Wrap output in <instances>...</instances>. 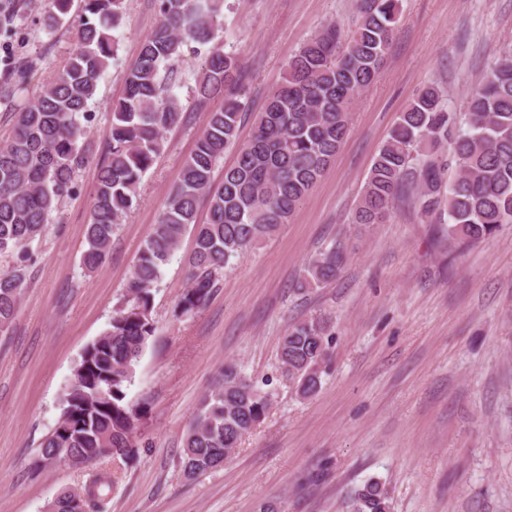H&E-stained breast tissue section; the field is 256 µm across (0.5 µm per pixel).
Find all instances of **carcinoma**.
<instances>
[{
  "mask_svg": "<svg viewBox=\"0 0 512 512\" xmlns=\"http://www.w3.org/2000/svg\"><path fill=\"white\" fill-rule=\"evenodd\" d=\"M401 0H355L359 23L349 38L330 24L309 37L288 63L284 82L257 113L249 141L224 167V150L236 143L247 115L246 90L237 56L215 43L224 0H158L159 23L140 45L124 77V93L112 102L108 157L94 189L82 266L91 271L106 258L118 224L138 201L144 174L164 147L182 106L160 74V65L189 43L208 47L197 77L199 100L224 91V107L210 113L179 182L170 190L153 235L134 265L125 295L104 334L88 344L73 369L56 426L40 445L53 459L67 448L76 463L136 459L135 432L145 407L127 400L136 362L154 332L152 290L187 231L194 249L181 313L192 315L218 288L224 270L286 223L315 186L350 131L355 97L379 76L400 17ZM124 0H44L48 30L79 13L78 48L31 103L20 104L31 65L0 58V103L15 106L13 136L0 145V335L14 322L26 282L28 247L41 237L49 216L74 189L73 178L88 160L87 111L112 59L114 31L123 23ZM34 0H0V38L13 42L17 19ZM456 177L446 180L448 162ZM409 195L421 217H448V239L470 246L503 224H512V53L502 56L456 112L439 86H430L399 114L373 159L353 223L378 224L396 200ZM208 218L200 223V199ZM347 260L341 239L309 261L296 288L307 291L336 279ZM333 341L322 317L289 326L280 342L281 377L308 399L322 387ZM269 393L228 362L203 396L184 433L178 465L194 480L232 459L242 438L269 412ZM111 472L102 470L80 491L83 512L101 508L112 492ZM72 493L48 503V512H72ZM352 512H391L385 485L368 480L351 503Z\"/></svg>",
  "mask_w": 512,
  "mask_h": 512,
  "instance_id": "carcinoma-1",
  "label": "carcinoma"
}]
</instances>
